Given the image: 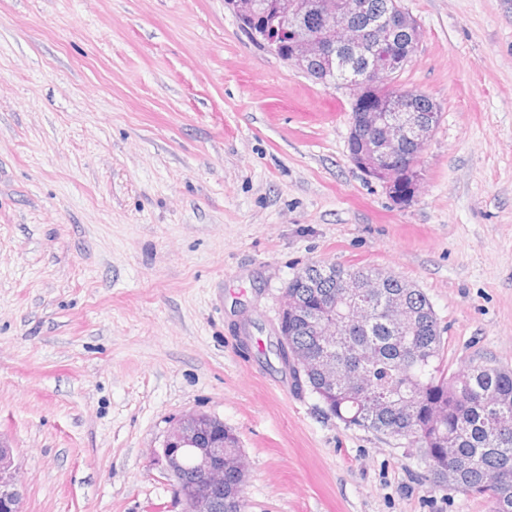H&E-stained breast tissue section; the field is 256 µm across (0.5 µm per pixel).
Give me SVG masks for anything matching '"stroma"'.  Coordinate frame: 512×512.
Listing matches in <instances>:
<instances>
[{
    "label": "stroma",
    "mask_w": 512,
    "mask_h": 512,
    "mask_svg": "<svg viewBox=\"0 0 512 512\" xmlns=\"http://www.w3.org/2000/svg\"><path fill=\"white\" fill-rule=\"evenodd\" d=\"M398 78L438 124L413 196L350 159L354 102L226 0H0V441L22 512H181L153 456L188 412L246 512H489L420 449L346 427L275 355L312 264L394 273L444 358L512 369V0H402Z\"/></svg>",
    "instance_id": "stroma-1"
}]
</instances>
